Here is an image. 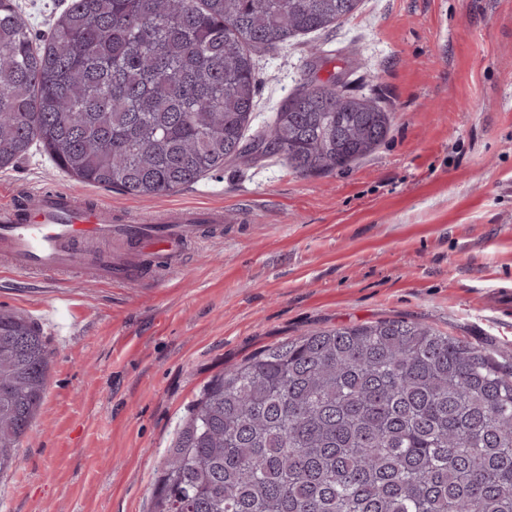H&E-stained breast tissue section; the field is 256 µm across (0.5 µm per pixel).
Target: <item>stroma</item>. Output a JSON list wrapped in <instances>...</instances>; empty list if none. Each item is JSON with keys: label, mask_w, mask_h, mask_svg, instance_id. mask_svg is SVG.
I'll return each instance as SVG.
<instances>
[{"label": "stroma", "mask_w": 512, "mask_h": 512, "mask_svg": "<svg viewBox=\"0 0 512 512\" xmlns=\"http://www.w3.org/2000/svg\"><path fill=\"white\" fill-rule=\"evenodd\" d=\"M69 2L15 0L37 36ZM255 68L250 132L300 83L336 75L390 112L386 139L333 174L260 158L155 197L80 183L39 146L0 168V188L72 191L135 219L226 215L160 288L0 277V311L32 320L51 353L0 512H150L204 387L311 331L414 319L512 356V0H361Z\"/></svg>", "instance_id": "1"}]
</instances>
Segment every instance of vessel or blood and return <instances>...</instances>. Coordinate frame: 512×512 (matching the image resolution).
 I'll return each mask as SVG.
<instances>
[{"instance_id": "vessel-or-blood-1", "label": "vessel or blood", "mask_w": 512, "mask_h": 512, "mask_svg": "<svg viewBox=\"0 0 512 512\" xmlns=\"http://www.w3.org/2000/svg\"><path fill=\"white\" fill-rule=\"evenodd\" d=\"M224 211L198 207L176 211L166 224H116L104 207L67 191L32 192L27 201H0V274L28 282L78 275L135 285H162L178 269L201 224H220ZM122 239L129 253L106 248Z\"/></svg>"}]
</instances>
